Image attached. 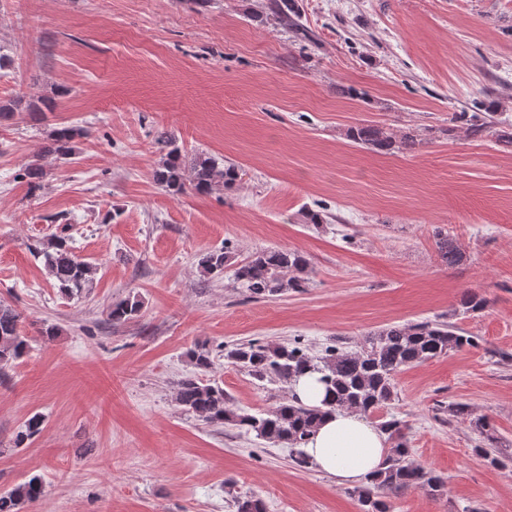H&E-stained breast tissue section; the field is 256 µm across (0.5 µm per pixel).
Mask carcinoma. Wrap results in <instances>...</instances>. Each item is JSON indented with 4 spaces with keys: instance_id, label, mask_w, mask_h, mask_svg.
Instances as JSON below:
<instances>
[{
    "instance_id": "cac0c4a2",
    "label": "carcinoma",
    "mask_w": 512,
    "mask_h": 512,
    "mask_svg": "<svg viewBox=\"0 0 512 512\" xmlns=\"http://www.w3.org/2000/svg\"><path fill=\"white\" fill-rule=\"evenodd\" d=\"M273 9L291 28H299L294 0H272ZM473 112H454L448 118V126L440 129L444 135H452L458 124L467 126L474 138L490 133L497 142L512 147V124L501 129L495 121L497 103L477 101ZM85 135L82 129L64 127L55 130L51 144L45 148L48 154L66 155L71 152L70 143ZM347 137L353 143L381 154L396 151H412L422 145L413 135L396 136L377 123L358 124L347 129ZM194 188L204 192L218 185H233L244 175V170L234 164L219 166L205 154L191 159ZM154 178L161 186L179 192L183 189L181 150L172 148ZM435 246L441 262L455 266L463 260V254L455 242L443 231L435 232ZM54 286L67 297H81L87 293L97 268L92 263L75 257L66 238L57 236L47 247L38 251ZM231 264L230 252L220 249L207 253L199 262L201 273L209 278L224 274ZM313 268L311 260L303 253L287 249H265L236 263L234 279L246 297L252 300L275 297L290 291L299 292L307 287ZM487 300L478 294L463 292L459 308L465 314L481 312ZM142 309L137 297H126L113 302L108 309V319L114 324L136 318ZM19 313L9 305L0 303V376L20 360L28 348V339L19 331ZM475 344L474 337L465 335L462 329L445 323L420 322L395 324L368 334L358 349L345 350L332 346L322 357H314L296 341L288 345H269L256 340L237 344L224 352V359L244 369L258 381L290 382L305 373L319 374V382L326 389L327 399L322 408H309L294 399H287L261 414L234 412L229 408V396L216 382L203 379L211 372L213 359L206 345H197L189 356L199 374L187 376L176 387V402L187 412L202 417L211 425L230 424L244 434L253 433L272 444H286L292 450V460L299 468H306L309 461L301 451L309 433L327 411L336 408H354L365 414L385 406L395 396V376L405 367L431 360L464 346ZM455 416H466L472 428L482 438L476 452L490 462L497 458L483 447L494 445L497 438L489 421L475 417L463 403L448 407ZM43 425L39 415L31 416L18 432L15 443L37 435ZM379 428L393 441L385 467L366 478L367 486L355 491L361 512H389L387 498L414 487L431 496L443 494V478L427 471L410 459V449L404 439L402 420L390 417ZM43 492L40 478L32 477L0 494V512H19L20 505L37 499Z\"/></svg>"
}]
</instances>
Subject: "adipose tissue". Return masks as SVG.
Returning a JSON list of instances; mask_svg holds the SVG:
<instances>
[{"label":"adipose tissue","mask_w":512,"mask_h":512,"mask_svg":"<svg viewBox=\"0 0 512 512\" xmlns=\"http://www.w3.org/2000/svg\"><path fill=\"white\" fill-rule=\"evenodd\" d=\"M302 450L312 466L340 486L365 481L382 468L389 454L386 434L354 409L324 417Z\"/></svg>","instance_id":"obj_1"}]
</instances>
